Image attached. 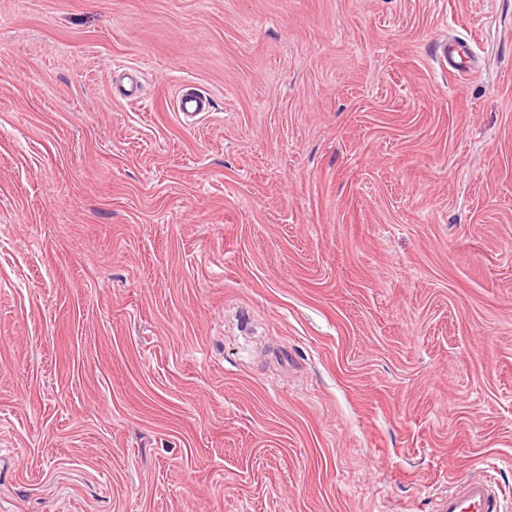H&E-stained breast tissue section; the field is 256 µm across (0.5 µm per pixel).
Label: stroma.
<instances>
[{
    "instance_id": "1",
    "label": "stroma",
    "mask_w": 512,
    "mask_h": 512,
    "mask_svg": "<svg viewBox=\"0 0 512 512\" xmlns=\"http://www.w3.org/2000/svg\"><path fill=\"white\" fill-rule=\"evenodd\" d=\"M481 468L512 512V0H0V512ZM434 48L436 58L448 65V73L465 75L471 70L473 54L468 40H441ZM464 62L466 65L462 66ZM176 110L186 118L196 119L212 109L211 99L195 87H183L176 98Z\"/></svg>"
}]
</instances>
